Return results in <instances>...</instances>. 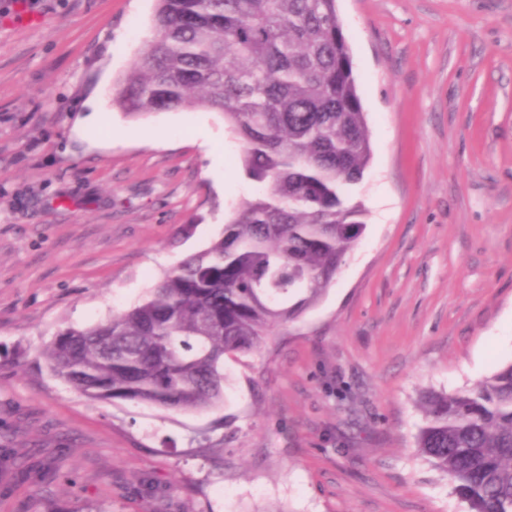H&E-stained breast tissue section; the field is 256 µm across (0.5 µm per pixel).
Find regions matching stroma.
Listing matches in <instances>:
<instances>
[{
    "label": "stroma",
    "mask_w": 512,
    "mask_h": 512,
    "mask_svg": "<svg viewBox=\"0 0 512 512\" xmlns=\"http://www.w3.org/2000/svg\"><path fill=\"white\" fill-rule=\"evenodd\" d=\"M372 143L324 297L202 413L93 402L53 336L141 301L252 185L215 110L113 106L154 0H0V512H470L423 391L512 363V0H337Z\"/></svg>",
    "instance_id": "stroma-1"
}]
</instances>
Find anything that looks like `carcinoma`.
<instances>
[{"instance_id": "1", "label": "carcinoma", "mask_w": 512, "mask_h": 512, "mask_svg": "<svg viewBox=\"0 0 512 512\" xmlns=\"http://www.w3.org/2000/svg\"><path fill=\"white\" fill-rule=\"evenodd\" d=\"M113 104L132 116L220 111L258 188L141 302L59 332L42 356L93 402L215 409L224 358L315 306L366 228L352 193L372 146L336 0H156L149 47ZM419 405L418 452L471 512H512V363Z\"/></svg>"}]
</instances>
